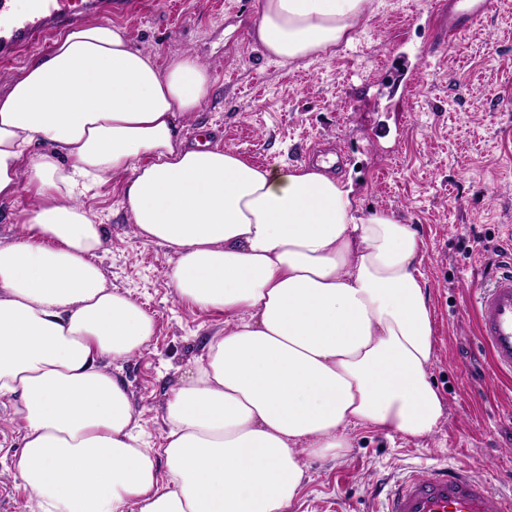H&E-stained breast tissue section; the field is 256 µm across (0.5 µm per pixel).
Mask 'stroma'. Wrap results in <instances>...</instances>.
I'll use <instances>...</instances> for the list:
<instances>
[{
    "mask_svg": "<svg viewBox=\"0 0 512 512\" xmlns=\"http://www.w3.org/2000/svg\"><path fill=\"white\" fill-rule=\"evenodd\" d=\"M256 0H148L134 16H114L134 47L158 63L193 51L212 88L183 131L195 142L271 168L310 166L335 156L336 177L352 181L362 213H392L424 241L420 265L434 316L429 378L443 412L434 433L402 440L355 429L339 457L310 458L299 497L287 512H376L382 491L416 467L462 466L512 493V383L495 377L477 339L472 274L512 267V0H492L465 35L448 36L437 0H371L350 44L293 65L267 57L251 39ZM419 68L406 112L388 111L404 88L402 70ZM378 100L361 111L358 92ZM121 183L92 187L82 200L101 224L99 263L107 284L153 317L149 347L119 362L134 417L149 447L161 444L165 405L204 340L224 315L175 300L163 275L173 252L137 236L121 205ZM0 397V483L13 512H29L12 456L21 425Z\"/></svg>",
    "mask_w": 512,
    "mask_h": 512,
    "instance_id": "35a3bbf8",
    "label": "stroma"
}]
</instances>
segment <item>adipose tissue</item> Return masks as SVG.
Segmentation results:
<instances>
[{
  "instance_id": "adipose-tissue-1",
  "label": "adipose tissue",
  "mask_w": 512,
  "mask_h": 512,
  "mask_svg": "<svg viewBox=\"0 0 512 512\" xmlns=\"http://www.w3.org/2000/svg\"><path fill=\"white\" fill-rule=\"evenodd\" d=\"M369 8L257 0L253 38L293 64L351 43ZM212 82L193 52L161 66L93 21L0 94V200H35L0 246V396L23 426L14 467L31 512H287L306 458L337 455L353 428L418 439L442 416L417 232L360 214L324 171L186 144ZM115 177L137 234L174 253L177 300L224 314L167 401L158 448L112 371L155 325L108 286L80 200Z\"/></svg>"
}]
</instances>
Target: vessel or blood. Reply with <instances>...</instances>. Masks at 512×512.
Returning <instances> with one entry per match:
<instances>
[{
	"instance_id": "1",
	"label": "vessel or blood",
	"mask_w": 512,
	"mask_h": 512,
	"mask_svg": "<svg viewBox=\"0 0 512 512\" xmlns=\"http://www.w3.org/2000/svg\"><path fill=\"white\" fill-rule=\"evenodd\" d=\"M448 35L464 34L489 10L491 0H445ZM144 0H31L18 10L0 0V64L32 47L48 46L56 30L112 14L134 15ZM478 339L490 353L495 375H512V269L475 289ZM381 512H512V495L476 481L467 470L420 467L406 471L387 490Z\"/></svg>"
}]
</instances>
